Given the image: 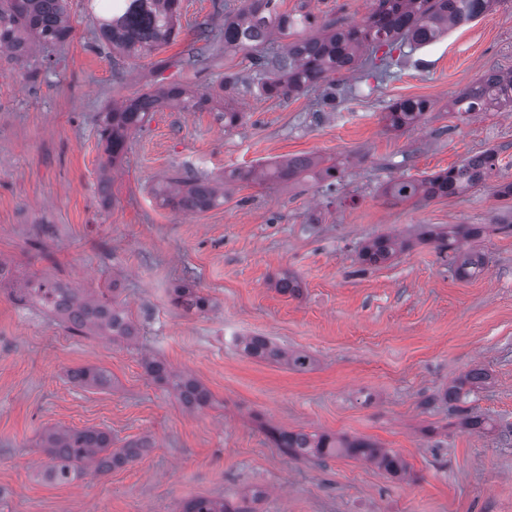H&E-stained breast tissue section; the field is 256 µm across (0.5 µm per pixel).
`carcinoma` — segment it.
<instances>
[{"label":"carcinoma","instance_id":"obj_1","mask_svg":"<svg viewBox=\"0 0 512 512\" xmlns=\"http://www.w3.org/2000/svg\"><path fill=\"white\" fill-rule=\"evenodd\" d=\"M283 0H243L237 13L224 18V48H267L272 50L253 57L256 85L268 98H285L309 88L330 84L332 76L357 68L367 53L383 47L388 50L408 45L423 47L438 40L455 26L472 21L494 9L501 0H376V7L360 24L338 26L317 25L316 19L302 11L281 9ZM180 0H108L103 12H91V21L102 40L113 50L134 57L149 56L172 43L179 34ZM73 33L66 0H0V52L7 51L18 61L31 54L33 48L49 43H62ZM210 102L206 93H191L180 84L151 87L133 98L108 106L102 118L100 136L106 142V170L122 158L129 134L141 128L149 113L173 105L184 112L203 110ZM452 111L462 117L480 112L509 108L512 110V72L495 69L460 92L451 102ZM432 103L424 98L397 99L388 106L382 120L386 127L400 131L418 125L430 111ZM497 154L485 151L467 157L448 169L422 179L394 178L384 193L399 201L429 202L462 195L483 183L496 166ZM303 176L326 181L328 186L341 180L339 168L320 166L312 157H295L251 168L231 177L245 181H295ZM162 203L174 210L195 213L224 202V183L215 179H188L177 176L155 189ZM486 232L483 224H459L443 229L429 227L423 236L437 243L438 249L454 252L455 274L469 278L485 265L479 251L461 250L458 238L475 240ZM408 247L397 235L384 234L367 241L359 251L361 264L377 266L391 260ZM275 287L282 293L300 292L298 278L283 273ZM74 304L96 310L110 305L104 291L83 294L74 291ZM173 303L200 313L213 308L212 301L199 292L178 286L173 289ZM76 334L86 332L110 336L112 340L131 341L137 330L125 313L112 308V316L94 315L81 324L69 326ZM235 344L248 357L306 370L313 359L306 353L288 351L265 336L241 335ZM142 364L151 380L166 387L187 411L212 404L211 392L195 377L176 373L162 360L152 356ZM74 380L87 387H104L109 376L100 368L84 366L74 372ZM486 379L479 369L448 387L445 397L458 403L476 385ZM277 447L293 457L323 460L343 456L367 460L391 476L407 471V462L394 451L381 448L363 438H348L327 433L292 432L278 427L267 428ZM41 446L49 458V478L66 484L89 468L106 472L141 456L152 447L143 439L125 447L112 449V435L98 429L48 430L41 436ZM181 512H253V509L224 498H196L183 504Z\"/></svg>","mask_w":512,"mask_h":512}]
</instances>
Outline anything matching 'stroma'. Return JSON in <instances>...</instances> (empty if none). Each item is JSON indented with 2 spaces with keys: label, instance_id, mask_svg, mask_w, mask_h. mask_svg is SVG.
Returning <instances> with one entry per match:
<instances>
[{
  "label": "stroma",
  "instance_id": "1",
  "mask_svg": "<svg viewBox=\"0 0 512 512\" xmlns=\"http://www.w3.org/2000/svg\"><path fill=\"white\" fill-rule=\"evenodd\" d=\"M74 33L25 63L0 57V259L25 278L80 291L110 288L137 325L135 342L80 336L0 290V512H179L198 497L233 500L262 490L255 512H512V233L479 242L483 270L457 279L451 259L417 241L427 225L488 224L506 211L512 182V112L470 118L448 109L486 70H512V0L436 42L393 51L373 77L336 75V99L315 88L258 96L249 54L224 47V17L242 0H181L180 33L158 56L128 58L100 42L87 0H67ZM373 0H284L340 24ZM209 28L206 63L181 59ZM237 90L220 93L224 75ZM222 94L242 112L163 107L128 138L111 171L114 204L101 207L99 130L112 102L154 83ZM434 104L415 128L388 130L395 100ZM498 153L485 184L423 205L382 194L393 178H420L476 152ZM333 157L335 189L311 179L224 185L222 205L166 207L153 189L175 172L215 178L290 157ZM381 234L412 238L392 261L365 268L359 250ZM299 296L274 286L282 272ZM188 284L214 307L192 314L171 289ZM266 336L310 354L295 371L245 356L233 335ZM198 379L212 407L185 411L146 375L144 355ZM92 365L108 386L74 383ZM489 375L460 407L443 393L468 370ZM487 418L463 429V411ZM364 438L399 453L404 477L346 457L321 462L276 448L262 423ZM99 428L113 447L151 448L112 471L50 481L43 431Z\"/></svg>",
  "mask_w": 512,
  "mask_h": 512
}]
</instances>
